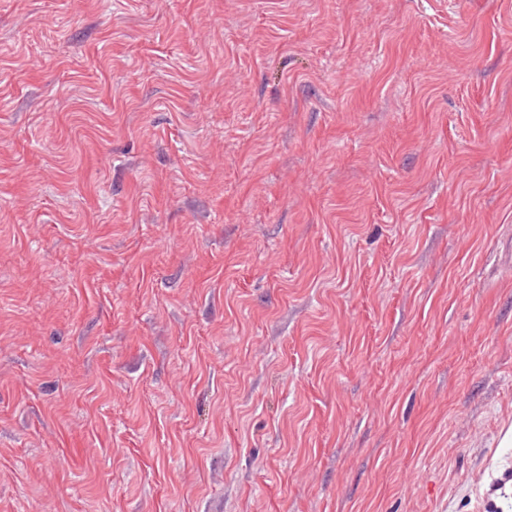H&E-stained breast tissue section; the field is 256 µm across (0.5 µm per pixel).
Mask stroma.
Here are the masks:
<instances>
[{
  "label": "stroma",
  "instance_id": "obj_1",
  "mask_svg": "<svg viewBox=\"0 0 512 512\" xmlns=\"http://www.w3.org/2000/svg\"><path fill=\"white\" fill-rule=\"evenodd\" d=\"M512 0H0V512H512Z\"/></svg>",
  "mask_w": 512,
  "mask_h": 512
}]
</instances>
